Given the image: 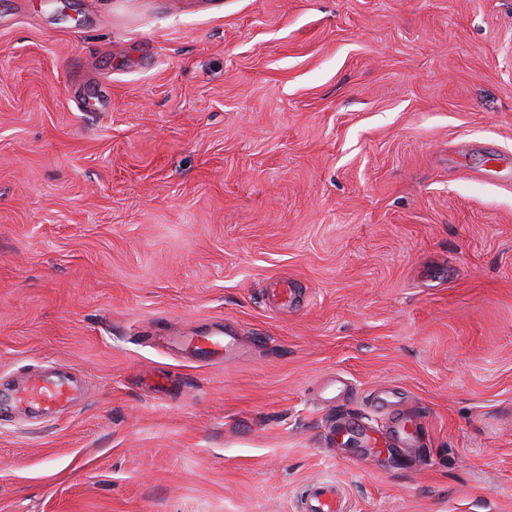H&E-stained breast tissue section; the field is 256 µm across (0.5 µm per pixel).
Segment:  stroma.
Returning a JSON list of instances; mask_svg holds the SVG:
<instances>
[{
    "mask_svg": "<svg viewBox=\"0 0 512 512\" xmlns=\"http://www.w3.org/2000/svg\"><path fill=\"white\" fill-rule=\"evenodd\" d=\"M494 157L512 0H0V512H512ZM224 332L217 331L211 336H206L202 339H198L196 336H185L181 339V342L189 348L195 350H201L210 356H220L224 352L231 350L236 342L233 336H228L229 340L226 341V336H223ZM74 396L75 386L67 373H35L15 390L13 402L22 411L51 414L70 405ZM342 498L336 487L319 484L307 489L303 512H343Z\"/></svg>",
    "mask_w": 512,
    "mask_h": 512,
    "instance_id": "obj_1",
    "label": "stroma"
}]
</instances>
